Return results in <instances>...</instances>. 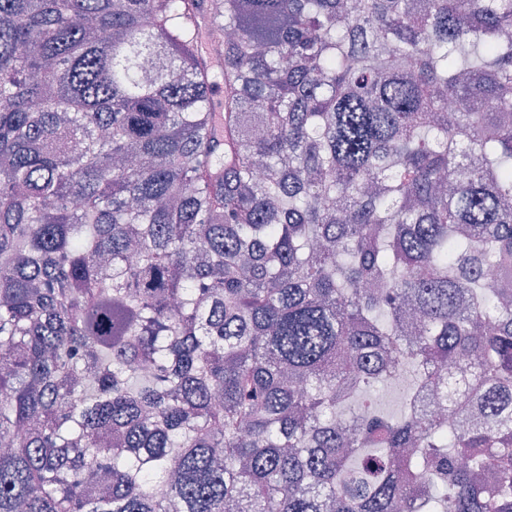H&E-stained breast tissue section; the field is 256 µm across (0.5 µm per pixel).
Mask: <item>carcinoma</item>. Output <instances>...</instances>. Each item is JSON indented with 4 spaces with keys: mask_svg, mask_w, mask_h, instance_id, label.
<instances>
[{
    "mask_svg": "<svg viewBox=\"0 0 512 512\" xmlns=\"http://www.w3.org/2000/svg\"><path fill=\"white\" fill-rule=\"evenodd\" d=\"M504 269L512 0H0V512H512Z\"/></svg>",
    "mask_w": 512,
    "mask_h": 512,
    "instance_id": "carcinoma-1",
    "label": "carcinoma"
}]
</instances>
